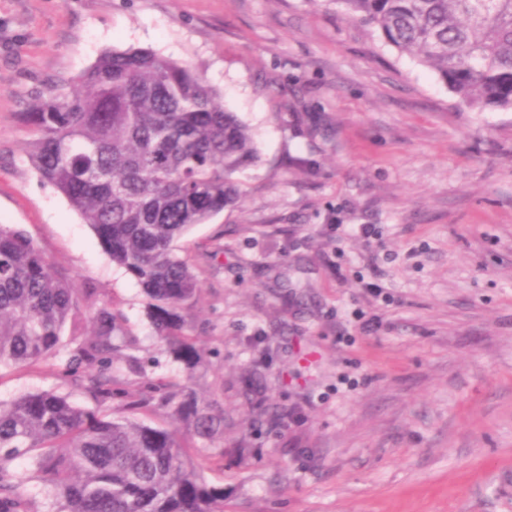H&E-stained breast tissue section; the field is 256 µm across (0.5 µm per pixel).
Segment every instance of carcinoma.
<instances>
[{
  "label": "carcinoma",
  "mask_w": 512,
  "mask_h": 512,
  "mask_svg": "<svg viewBox=\"0 0 512 512\" xmlns=\"http://www.w3.org/2000/svg\"><path fill=\"white\" fill-rule=\"evenodd\" d=\"M336 4L463 102L512 110V0ZM27 118L38 132L34 169L140 286L184 378L151 376L136 337L95 289L0 225V366L62 356L59 377L93 402L39 390L0 404V512H35L25 494L32 478L59 512H226L224 485L194 463L205 453L224 467V409L193 385L208 366L206 350L183 333L200 280L175 242L240 201L236 174L259 160L249 127L195 67L148 49L103 53ZM22 457L32 473L12 468Z\"/></svg>",
  "instance_id": "obj_1"
}]
</instances>
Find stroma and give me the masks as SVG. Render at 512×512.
I'll list each match as a JSON object with an SVG mask.
<instances>
[{"instance_id":"stroma-1","label":"stroma","mask_w":512,"mask_h":512,"mask_svg":"<svg viewBox=\"0 0 512 512\" xmlns=\"http://www.w3.org/2000/svg\"><path fill=\"white\" fill-rule=\"evenodd\" d=\"M127 48L196 67L260 155L177 243L197 387L224 408V466L197 463L229 512H512V110L336 0H0V224L111 304L157 377L182 371L139 286L28 157L34 103ZM62 388L0 368L2 403Z\"/></svg>"}]
</instances>
